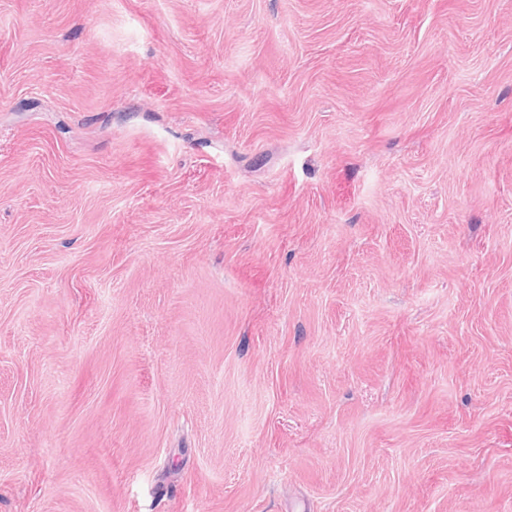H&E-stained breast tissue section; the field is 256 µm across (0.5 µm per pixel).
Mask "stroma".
Masks as SVG:
<instances>
[{"label":"stroma","mask_w":512,"mask_h":512,"mask_svg":"<svg viewBox=\"0 0 512 512\" xmlns=\"http://www.w3.org/2000/svg\"><path fill=\"white\" fill-rule=\"evenodd\" d=\"M0 512H512V0H0Z\"/></svg>","instance_id":"1"}]
</instances>
